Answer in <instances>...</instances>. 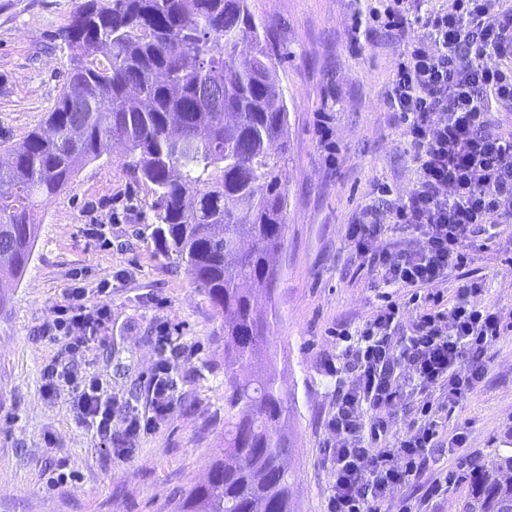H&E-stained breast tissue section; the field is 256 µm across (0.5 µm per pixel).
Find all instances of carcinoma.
I'll list each match as a JSON object with an SVG mask.
<instances>
[{
  "mask_svg": "<svg viewBox=\"0 0 512 512\" xmlns=\"http://www.w3.org/2000/svg\"><path fill=\"white\" fill-rule=\"evenodd\" d=\"M260 28L249 0H82L60 33L56 106L0 163V274L20 279L33 255L37 199L117 143L151 191V238L222 317L224 448L177 512H297L291 407L269 350L288 108ZM465 480L459 512H512V452L478 457Z\"/></svg>",
  "mask_w": 512,
  "mask_h": 512,
  "instance_id": "1",
  "label": "carcinoma"
}]
</instances>
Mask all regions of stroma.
<instances>
[{
  "mask_svg": "<svg viewBox=\"0 0 512 512\" xmlns=\"http://www.w3.org/2000/svg\"><path fill=\"white\" fill-rule=\"evenodd\" d=\"M378 0H251L277 44L274 66L288 106L287 247L275 297L282 315L272 345L285 391L294 396L290 467L300 512H325L330 487L325 421L336 403L329 363H342L341 330L356 332L403 289H385L362 269L346 241L360 208L386 206L415 182V167L395 115L384 103L402 50L381 27L354 40V13ZM77 0H0V156L46 119L59 99L66 56L58 34ZM332 137L323 141L319 125ZM149 188L119 161L99 159L74 184L45 201L33 256L0 305V512H175L191 485L206 479L224 442V323L206 294L145 233ZM482 279L485 301L512 317V255L488 246L462 269ZM110 290L111 315L89 348L71 352L53 340L54 306L65 288ZM169 325L189 357L179 363L178 401L160 427L142 434L128 459L114 458L84 423L71 389L48 391L53 364L98 378L121 427L130 409L147 413L156 336ZM462 428L463 449L436 448L431 468L391 498L413 512H459L467 492L422 505L434 474L454 470L460 453L512 448V335L489 350L487 369L446 421ZM63 470L62 486L45 475Z\"/></svg>",
  "mask_w": 512,
  "mask_h": 512,
  "instance_id": "35a3bbf8",
  "label": "stroma"
}]
</instances>
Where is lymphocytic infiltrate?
Segmentation results:
<instances>
[{
    "label": "lymphocytic infiltrate",
    "instance_id": "f902f5d3",
    "mask_svg": "<svg viewBox=\"0 0 512 512\" xmlns=\"http://www.w3.org/2000/svg\"><path fill=\"white\" fill-rule=\"evenodd\" d=\"M425 0H392L374 22L403 43L386 104L402 127L416 168L410 193L382 210L363 209L347 238L364 267L385 286L411 291L413 307L378 306L345 355L336 378V406L326 420L335 442L325 455L332 481L326 512H411L394 503L392 487L417 475L437 447L443 416L486 371L492 344L512 331L482 302L481 281L460 278L451 296L440 292L450 272L473 259L495 228L512 223V0H453L449 9ZM392 224L411 229L418 244L397 253L369 244ZM109 289L89 301L74 284L54 308L53 327L67 348L89 344L108 316ZM149 384V414L131 413L117 459L130 457L141 434L174 410L175 366L183 348L168 330ZM48 389L79 393L80 412L94 437L112 442V398L96 379L47 366ZM413 390L418 416L407 434L394 428L391 406Z\"/></svg>",
    "mask_w": 512,
    "mask_h": 512
}]
</instances>
